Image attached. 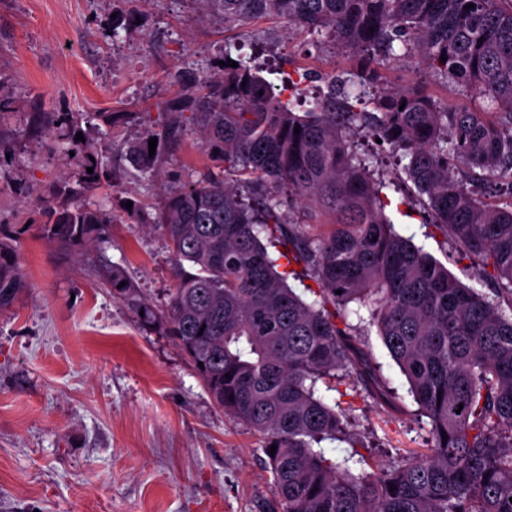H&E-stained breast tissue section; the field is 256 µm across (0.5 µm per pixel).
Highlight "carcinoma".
Here are the masks:
<instances>
[{
	"instance_id": "carcinoma-1",
	"label": "carcinoma",
	"mask_w": 512,
	"mask_h": 512,
	"mask_svg": "<svg viewBox=\"0 0 512 512\" xmlns=\"http://www.w3.org/2000/svg\"><path fill=\"white\" fill-rule=\"evenodd\" d=\"M212 2L228 25L276 16L333 36L357 59L344 83L375 111H355L333 84L301 115L242 55L217 79L199 76L167 104V129L145 133L126 155L151 176L188 112L224 173L171 193L159 209L177 281L167 307L152 306L109 263L112 295L171 337L214 402L262 436L281 512H512V316L394 232L382 182L352 139L365 132L399 155L429 223L512 295V202L482 200L489 182L512 187V0ZM399 45L483 99L485 111L442 105L420 88L385 89L379 65ZM54 194L65 202L39 236L70 250L105 241L111 211L77 200L68 180ZM284 207H314L332 229L316 233ZM30 231L0 225L1 307L24 285L15 253ZM269 243L308 272L316 300L288 286ZM351 303L367 309L431 437L426 452L358 476L313 447L346 429L345 413L316 396L318 381L347 380L391 404L361 327L348 320Z\"/></svg>"
}]
</instances>
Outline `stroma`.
Masks as SVG:
<instances>
[{"instance_id":"35a3bbf8","label":"stroma","mask_w":512,"mask_h":512,"mask_svg":"<svg viewBox=\"0 0 512 512\" xmlns=\"http://www.w3.org/2000/svg\"><path fill=\"white\" fill-rule=\"evenodd\" d=\"M253 58L262 77L283 85L303 76L308 95L354 67L332 39L265 17L225 25L209 0H0V224L44 222L41 199L79 157L52 133L77 122L104 175L80 199L112 211L108 244L63 249L23 237L26 283L0 307V512H273L271 474L260 435L224 413L178 345L145 326L99 275V259L125 267L145 298L164 307L175 286L166 239L150 226L165 194L215 171L200 128L183 121L154 177L125 151L161 130L164 107L187 81L219 69L226 45ZM386 85L423 84L451 105L459 87L434 80L416 57L381 65ZM395 231L445 264L466 286L492 294L491 269L462 256L395 184V161L373 139ZM142 208L127 215L126 202ZM393 393V410L364 393L348 398L317 384L345 409L350 437L323 441L327 457L367 471L424 447L426 424L376 327L364 338Z\"/></svg>"}]
</instances>
